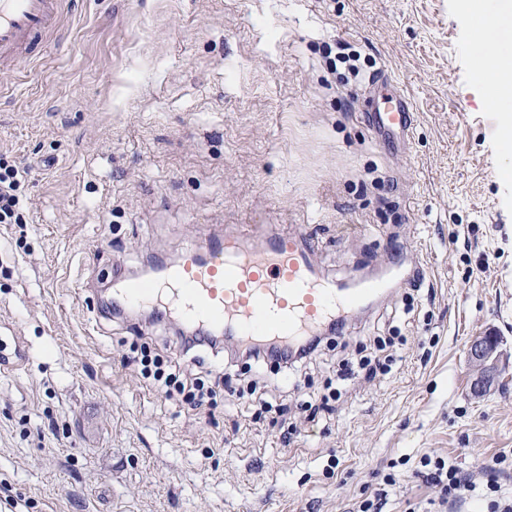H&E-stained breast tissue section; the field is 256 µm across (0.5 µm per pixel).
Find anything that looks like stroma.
<instances>
[{
    "instance_id": "obj_1",
    "label": "stroma",
    "mask_w": 512,
    "mask_h": 512,
    "mask_svg": "<svg viewBox=\"0 0 512 512\" xmlns=\"http://www.w3.org/2000/svg\"><path fill=\"white\" fill-rule=\"evenodd\" d=\"M476 55L456 0H70L0 82V155L27 172L25 226L0 224V354L28 356L0 374V512H357L389 473L386 512H489L481 487L440 508L432 452L472 474L504 456L512 497V179ZM381 67L415 104L403 149L366 121ZM298 233L320 276L386 288L295 377L105 307L152 257ZM486 331L501 374L475 397ZM139 337L224 377L216 408L145 382ZM389 337L388 374L336 380ZM500 341L493 333L474 337L467 355L472 371L471 391L476 396L490 392L497 374V362L501 356Z\"/></svg>"
}]
</instances>
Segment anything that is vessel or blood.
<instances>
[{
  "mask_svg": "<svg viewBox=\"0 0 512 512\" xmlns=\"http://www.w3.org/2000/svg\"><path fill=\"white\" fill-rule=\"evenodd\" d=\"M62 17L63 0H0L1 80L17 59L34 57ZM367 119L379 141L404 144L415 105L400 88L374 103ZM382 288L371 278L353 289L321 278L299 236L272 237L262 247L226 238L184 254L155 279L121 280L112 302L127 308L150 304L163 316L190 321L205 333L223 331L247 347H292L324 324L341 322Z\"/></svg>",
  "mask_w": 512,
  "mask_h": 512,
  "instance_id": "1",
  "label": "vessel or blood"
}]
</instances>
